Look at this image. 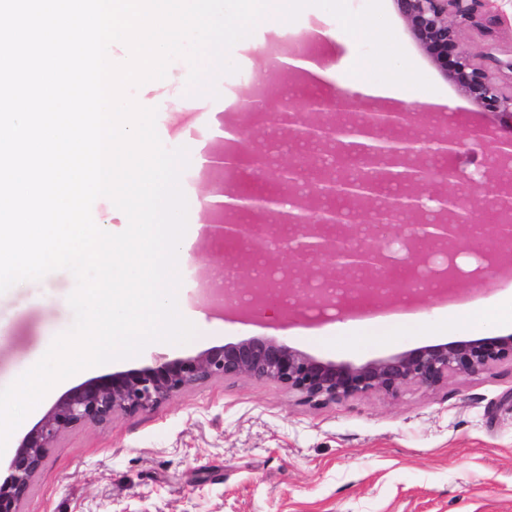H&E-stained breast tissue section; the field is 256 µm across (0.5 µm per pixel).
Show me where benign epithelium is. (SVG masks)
<instances>
[{
  "instance_id": "7a95c632",
  "label": "benign epithelium",
  "mask_w": 512,
  "mask_h": 512,
  "mask_svg": "<svg viewBox=\"0 0 512 512\" xmlns=\"http://www.w3.org/2000/svg\"><path fill=\"white\" fill-rule=\"evenodd\" d=\"M399 15L413 37L441 74L452 81L475 105L487 112H512V92L507 93L492 78L491 70L512 71V57L502 59L497 49L486 46L476 52L462 43L457 26L474 22L491 0H394ZM285 98L270 92L267 108L273 112L277 128L289 132L300 142L329 150L333 163L324 167L313 153V169L306 184L310 190L289 200L286 209L277 195H229L230 203L212 205L218 214L248 211L260 216L256 224H215L214 235L258 245L267 243L269 232L289 230L290 250L299 263L324 258L328 268L350 278L349 284L361 298L390 309L399 289L389 287L395 277L389 250L377 244L379 231L386 224H398L414 213H428L425 201L437 204L440 224H412L400 243L420 261L411 265L413 282L425 284L448 280L457 283L485 278L494 268L511 270L512 258L501 253L493 258L480 256L468 272L460 269L456 246L462 230L470 225L472 211L464 197L448 194L425 195L419 190L430 178L422 157L430 149L422 140L403 131L414 127L428 107L399 104L369 110L357 118L351 113L363 104L362 95L342 91L330 99H309L297 108L284 104ZM341 112L345 118L331 123L313 122L303 114ZM482 131L456 130L439 141L437 154L453 157L464 139H481ZM253 165L276 183L291 189L304 178L303 165L284 167L264 155ZM512 209L507 187L500 191L494 206L493 223L484 229L500 236L501 216ZM277 276L272 269L251 277L248 303L258 313L283 304V295L292 289L274 292L257 289L256 282ZM323 288L309 287L310 280L298 288L316 301L335 295V278L320 275ZM512 358V336L485 337L425 346L387 359L362 365L324 361L303 353L287 343L267 336H253L235 343L214 346L196 354L174 359H159L150 366L116 371L85 381L64 393L38 424L20 442L0 479V512H18L31 481L49 448L64 432L87 424H103L119 412H137L214 378L248 376L273 382L300 395L308 403L340 402L371 392L394 395L403 387H434L450 373L477 374L505 358Z\"/></svg>"
}]
</instances>
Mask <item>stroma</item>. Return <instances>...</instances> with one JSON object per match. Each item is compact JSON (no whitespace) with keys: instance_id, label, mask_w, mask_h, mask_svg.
Returning a JSON list of instances; mask_svg holds the SVG:
<instances>
[{"instance_id":"1","label":"stroma","mask_w":512,"mask_h":512,"mask_svg":"<svg viewBox=\"0 0 512 512\" xmlns=\"http://www.w3.org/2000/svg\"><path fill=\"white\" fill-rule=\"evenodd\" d=\"M383 7L407 56L434 85L430 91H405L418 101H437L436 120L414 128L415 137L428 143L440 138L447 116L459 129L512 132L503 115L478 111L439 73L393 0H383ZM495 12L496 19L461 24L458 36L478 49L494 45L507 57L512 55V0H497ZM311 27L324 31L319 52L336 70L322 84L304 79L285 83L284 92L297 100L348 89L354 82L349 67L361 51L360 42L336 41L339 22L315 6L306 7L296 21L280 22L278 33L295 41ZM268 34V28H255L246 42L231 49L238 70L218 78L223 96L197 97L206 115L198 135L172 133L187 97L189 65L132 89L140 105L156 108L162 144L187 147L190 166L201 165L223 128L236 123L238 111L226 107V99L240 95L250 81L266 82L265 60L252 47ZM273 140L281 143L279 161L295 163L297 153L288 137L272 124L251 125L237 136L243 163L236 177L245 192L280 193V186L249 162ZM486 152L481 141L468 140L450 161L461 181L448 184L437 175L427 190L463 191V178L486 169ZM181 188L188 202V257L178 265V308L197 334L185 345L150 344L138 356L87 371V378L272 333L265 322L243 321L233 304L191 303L197 277L221 280L230 266L239 270L237 287H244L248 271L239 257L249 248L211 235L206 182L185 181ZM75 286L69 271L58 270L0 295V387L36 364L52 339L72 326L68 297ZM312 306L305 297L296 302L281 337L317 359L353 365L427 345L512 335V325H457L443 319L441 301L432 298L419 308L415 330L355 345L317 343L310 330L343 326L348 318L339 310L305 319ZM19 512H512V360L478 374L449 375L430 388L410 385L394 396L372 392L320 405L305 403L274 383L216 378L151 409L122 412L109 423L64 433L49 448Z\"/></svg>"}]
</instances>
